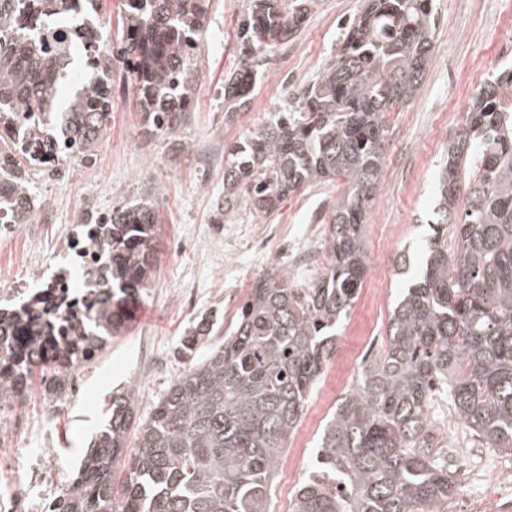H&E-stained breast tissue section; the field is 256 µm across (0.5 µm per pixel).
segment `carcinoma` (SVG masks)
Returning <instances> with one entry per match:
<instances>
[{
	"label": "carcinoma",
	"instance_id": "1",
	"mask_svg": "<svg viewBox=\"0 0 512 512\" xmlns=\"http://www.w3.org/2000/svg\"><path fill=\"white\" fill-rule=\"evenodd\" d=\"M99 0H0V123L24 113L25 143L0 149L19 177L4 208L32 217V167L91 150L112 116V56L125 66L134 111L147 134H174L193 95L195 39L211 0H121V36L95 27ZM432 0H364L343 46L294 103L225 148L219 216L248 205L275 212L291 193L340 180L322 242L328 263L297 287L288 270L255 281L224 344L195 360L213 322L186 331L190 359L148 418L134 422L131 395L112 394L103 429L70 486L48 512H272L274 480L307 400L336 354L337 331L367 270L364 228L385 165L387 115L419 92L431 60ZM317 0H250L239 27L243 66L224 77L230 115L246 107L269 53L288 40ZM85 26L66 37L69 19ZM97 46L86 96L64 112L60 80ZM437 227L425 266L388 323V343L360 371L326 422L314 475L291 512H443L461 485L433 451L432 411L444 395L482 446L512 453V71L482 84L448 143ZM159 223L147 202L112 208V279L87 321L112 337L154 274ZM451 229L453 249L444 230ZM0 328V377L21 388L47 368L65 373L104 347L92 331L49 353L10 344ZM136 442L127 448L131 425ZM125 468L120 488L114 466Z\"/></svg>",
	"mask_w": 512,
	"mask_h": 512
}]
</instances>
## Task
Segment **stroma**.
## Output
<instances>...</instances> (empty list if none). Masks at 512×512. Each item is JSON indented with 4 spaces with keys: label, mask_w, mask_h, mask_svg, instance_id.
Returning a JSON list of instances; mask_svg holds the SVG:
<instances>
[{
    "label": "stroma",
    "mask_w": 512,
    "mask_h": 512,
    "mask_svg": "<svg viewBox=\"0 0 512 512\" xmlns=\"http://www.w3.org/2000/svg\"><path fill=\"white\" fill-rule=\"evenodd\" d=\"M363 0H318L296 35L275 47L256 91L232 123L224 121V75L238 67V26L249 0H211L198 39L195 97L184 124L172 136L146 135L123 79L124 66L112 64V118L97 145L74 158L63 179L35 173L32 191L51 206L36 237L45 254L54 253L67 224L79 211L99 204L118 207L149 201L161 221L155 239V277L141 300L130 306L127 327L112 337L86 369L80 370L69 397L44 413V383L34 379L25 400L29 429L21 455L48 448L60 472L59 487L77 473L81 452L105 419L113 392L128 390L138 417H148L163 392L182 373L178 351L187 329L212 316L211 342L222 343L252 284L275 268L290 271L302 285L320 276L325 217L338 193L336 183L317 184L291 194L269 217L240 206L217 221L224 198V147L267 124L342 46L344 24ZM435 18L432 60L418 95L391 113L386 164L364 229L368 269L364 285L378 286L384 312H391L400 285L393 258L419 252L430 237L436 176L445 150L462 129L471 101L487 79L512 69V0H432ZM266 223L275 233L268 244L254 235ZM389 246L380 250L379 236ZM357 297L338 332L336 356L313 390L310 405L332 412L351 388L360 367L387 342V323L379 321L369 338L354 327L367 317ZM440 404L437 433L456 448L449 465L461 489L448 512H497L512 503V454L479 447L461 421H449ZM322 423L307 427L300 463L283 460L275 491L296 492L316 450Z\"/></svg>",
    "instance_id": "obj_1"
}]
</instances>
